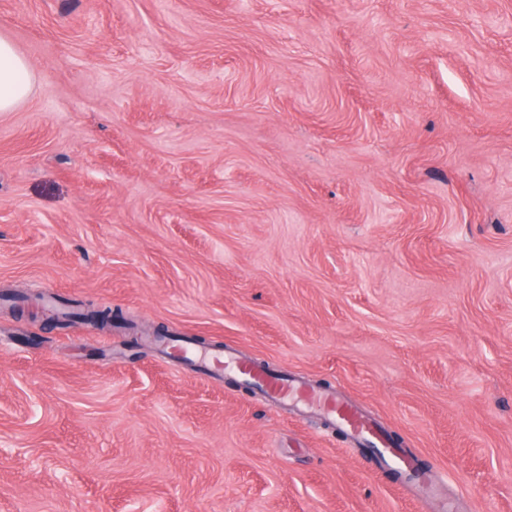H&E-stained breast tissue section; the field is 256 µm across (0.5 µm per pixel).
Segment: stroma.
Segmentation results:
<instances>
[{
  "label": "stroma",
  "instance_id": "obj_1",
  "mask_svg": "<svg viewBox=\"0 0 512 512\" xmlns=\"http://www.w3.org/2000/svg\"><path fill=\"white\" fill-rule=\"evenodd\" d=\"M0 512H512V0H0ZM111 308L13 316L7 293ZM356 403L440 493L154 330ZM33 66L6 38L0 37V112H11L31 93Z\"/></svg>",
  "mask_w": 512,
  "mask_h": 512
}]
</instances>
